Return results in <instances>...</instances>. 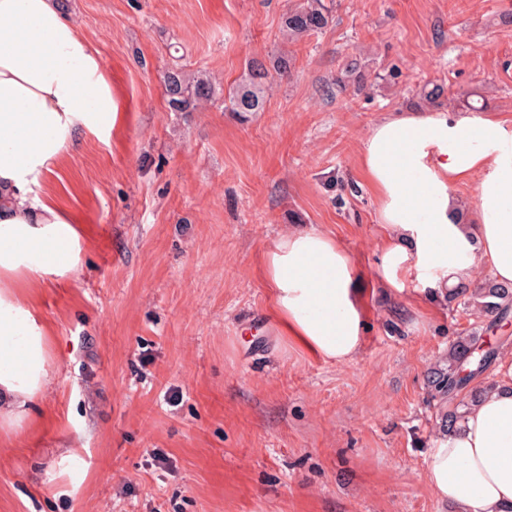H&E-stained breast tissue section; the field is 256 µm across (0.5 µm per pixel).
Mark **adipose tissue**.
Listing matches in <instances>:
<instances>
[{
	"instance_id": "ef3b65f1",
	"label": "adipose tissue",
	"mask_w": 512,
	"mask_h": 512,
	"mask_svg": "<svg viewBox=\"0 0 512 512\" xmlns=\"http://www.w3.org/2000/svg\"><path fill=\"white\" fill-rule=\"evenodd\" d=\"M112 85L98 55L57 0H0V433L22 432L34 400L55 380L48 328L23 300L25 284L64 278L83 241L72 219L36 193L80 131L110 134ZM362 168L379 201L387 286L430 271L446 291L489 267L512 284V126L448 109L395 112L369 131ZM477 182L465 224L453 187ZM260 276L283 336L311 356L348 362L366 343L357 259L311 228L274 240ZM427 485L458 512H512V351L493 387L439 432L425 459Z\"/></svg>"
}]
</instances>
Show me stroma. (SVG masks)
<instances>
[{"label":"stroma","mask_w":512,"mask_h":512,"mask_svg":"<svg viewBox=\"0 0 512 512\" xmlns=\"http://www.w3.org/2000/svg\"><path fill=\"white\" fill-rule=\"evenodd\" d=\"M61 2L119 119L80 134L39 189L86 246L28 291L56 383L0 452V512H454L423 475L440 430L428 378L488 321L416 282L386 287L361 150L383 116L428 108V83L456 96L437 107L475 92L512 122V0H333L328 26L295 41L298 0ZM281 56L263 111L226 110L250 60ZM351 62L364 89L336 85ZM176 67L214 98L171 111ZM302 225L358 260L352 361L309 355L270 315L258 257Z\"/></svg>","instance_id":"stroma-1"}]
</instances>
